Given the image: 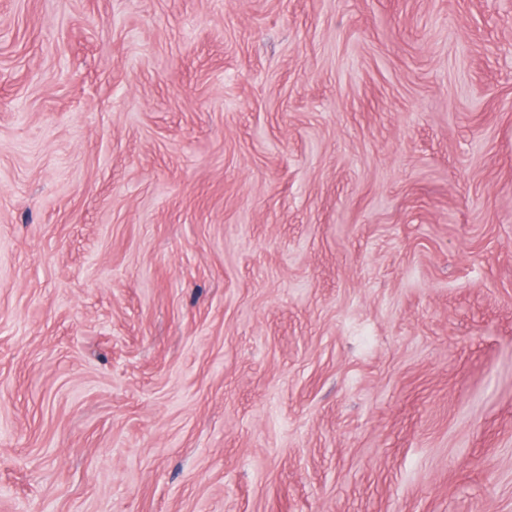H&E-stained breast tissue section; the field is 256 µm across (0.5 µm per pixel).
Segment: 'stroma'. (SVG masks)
<instances>
[{
	"label": "stroma",
	"mask_w": 512,
	"mask_h": 512,
	"mask_svg": "<svg viewBox=\"0 0 512 512\" xmlns=\"http://www.w3.org/2000/svg\"><path fill=\"white\" fill-rule=\"evenodd\" d=\"M0 512H512V0H0Z\"/></svg>",
	"instance_id": "35a3bbf8"
}]
</instances>
